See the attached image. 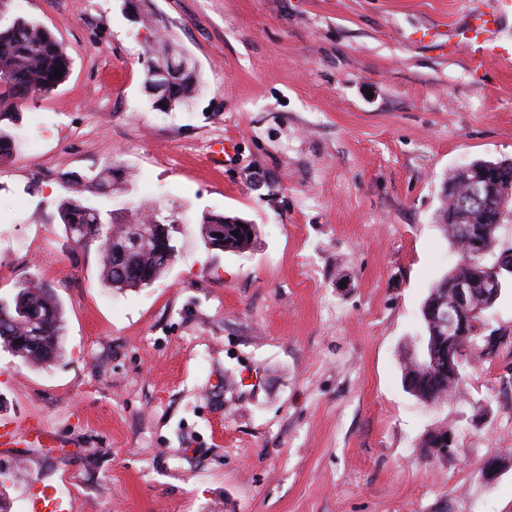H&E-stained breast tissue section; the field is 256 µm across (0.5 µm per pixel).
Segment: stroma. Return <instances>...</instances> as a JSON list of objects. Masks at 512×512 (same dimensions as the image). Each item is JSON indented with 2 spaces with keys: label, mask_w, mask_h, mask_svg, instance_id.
Wrapping results in <instances>:
<instances>
[{
  "label": "stroma",
  "mask_w": 512,
  "mask_h": 512,
  "mask_svg": "<svg viewBox=\"0 0 512 512\" xmlns=\"http://www.w3.org/2000/svg\"><path fill=\"white\" fill-rule=\"evenodd\" d=\"M50 28L70 72L24 110L0 163V237L36 256L0 265L65 308L62 356L35 369L0 348V421L44 445L0 447V512L31 482L74 512H512V288L490 314L496 354L459 396L423 403L402 356L455 262L436 224L446 178L512 160V68H472L447 32L466 0H15ZM154 13L195 63L198 94L157 112L142 90ZM135 199L185 215L178 257L144 288H104L66 239L67 174L110 162ZM257 227L243 252L205 248L202 214ZM457 429L452 459L420 454ZM509 470H512V458L510 457H488L480 465L482 478L488 484H493Z\"/></svg>",
  "instance_id": "1"
}]
</instances>
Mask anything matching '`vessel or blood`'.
Instances as JSON below:
<instances>
[{"label": "vessel or blood", "instance_id": "b4317fda", "mask_svg": "<svg viewBox=\"0 0 512 512\" xmlns=\"http://www.w3.org/2000/svg\"><path fill=\"white\" fill-rule=\"evenodd\" d=\"M511 7L512 0H482L480 6L466 14L458 39L450 46L451 53L468 52L471 63L477 67L489 56L511 64L512 46H504L498 38L503 16ZM27 501L29 512H70L55 492L38 482L30 485Z\"/></svg>", "mask_w": 512, "mask_h": 512}]
</instances>
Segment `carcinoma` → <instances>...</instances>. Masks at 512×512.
<instances>
[{
  "label": "carcinoma",
  "instance_id": "carcinoma-1",
  "mask_svg": "<svg viewBox=\"0 0 512 512\" xmlns=\"http://www.w3.org/2000/svg\"><path fill=\"white\" fill-rule=\"evenodd\" d=\"M14 0H0V160L19 147L17 133L22 109L29 103L50 95L69 74L70 60L57 36L42 23L16 13ZM143 22L161 32L156 47L146 58L143 91L151 106L169 112L196 92L199 76L195 66L172 76L166 92L156 91L158 72L170 70L173 62L185 58L168 30L159 26L154 15L143 14ZM63 76L54 77V69ZM132 180L126 170L109 164L90 174H73L62 184L56 200V212L68 240L84 241L83 249H95L100 261V278L109 289L142 288L144 283L125 276L119 269L144 267L157 280L169 269L156 258V204L147 199L125 201L119 208L109 203L131 192ZM482 215L467 204V196L449 197L439 208L437 224L456 254V261L429 289L422 305L425 346L437 349L434 333L441 328L440 312L448 308L451 289L448 283L467 273L463 243L467 233L481 223ZM203 242L211 239L213 225L224 226V244L229 252L248 249L256 240L257 227L241 224L238 217L207 214L201 217ZM239 235H233V232ZM498 229L488 232L485 264L493 269L499 261L512 263V248H498ZM65 336L64 309L55 288L29 275L17 285L9 299L0 298V347L11 352L31 368H41L55 361L63 350ZM461 369L488 354L482 336L458 341ZM402 384L407 393L425 403L436 404L451 399L460 391L461 381L448 379L443 366H434L412 353L402 359Z\"/></svg>",
  "mask_w": 512,
  "mask_h": 512
}]
</instances>
